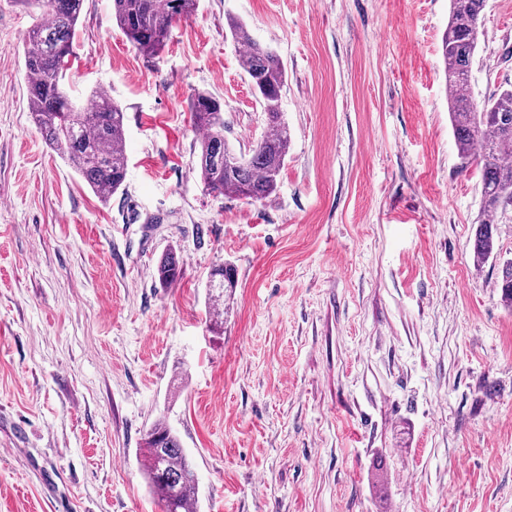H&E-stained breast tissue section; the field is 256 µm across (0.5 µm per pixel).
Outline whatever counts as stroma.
Segmentation results:
<instances>
[{
	"instance_id": "1",
	"label": "stroma",
	"mask_w": 512,
	"mask_h": 512,
	"mask_svg": "<svg viewBox=\"0 0 512 512\" xmlns=\"http://www.w3.org/2000/svg\"><path fill=\"white\" fill-rule=\"evenodd\" d=\"M449 5L199 0L148 56L112 0H84L67 92L125 112L127 179L105 202L36 128L32 19L0 0V512H162L141 454L158 422L196 471L195 512H512V309L495 286L512 205L475 264ZM230 16L287 70L291 144L264 201L208 194L195 168L194 92L223 99L233 148L263 131ZM509 87L512 0H487L471 95ZM235 272L229 264L218 265L212 269L208 284L210 301L212 303V321L215 330H221L224 324V288L230 292L234 288ZM222 307V310H221Z\"/></svg>"
}]
</instances>
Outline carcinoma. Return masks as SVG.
<instances>
[{
	"label": "carcinoma",
	"instance_id": "carcinoma-1",
	"mask_svg": "<svg viewBox=\"0 0 512 512\" xmlns=\"http://www.w3.org/2000/svg\"><path fill=\"white\" fill-rule=\"evenodd\" d=\"M33 23L24 39L23 59L28 107L46 143L66 159L103 201L124 188L127 174L122 108L101 90L93 92L92 109L77 106L64 88L73 56L75 28L83 0H20ZM486 0H450L448 26L441 57L450 89L448 111L462 163L481 166L480 208L487 219L478 225L473 256L478 263L494 252L493 224L498 209L512 202V89L477 109L470 95V72L478 49ZM197 0H112V16L125 37L141 52L156 54L171 29L189 18ZM231 38L243 52L239 64L247 75L265 116L260 140L236 151L224 140V102L206 92L189 101L193 125L202 131L197 169L205 190L214 195L259 201L276 190L290 146L288 125L280 111L285 67L270 47L253 39L245 24L228 23ZM159 283L180 275L170 253L157 267ZM235 272L228 264L212 269L208 284L215 330L224 324V289L234 288ZM504 301L512 307V261L497 281ZM144 473L163 512H191L198 478L179 439L162 423L143 440Z\"/></svg>",
	"mask_w": 512,
	"mask_h": 512
}]
</instances>
